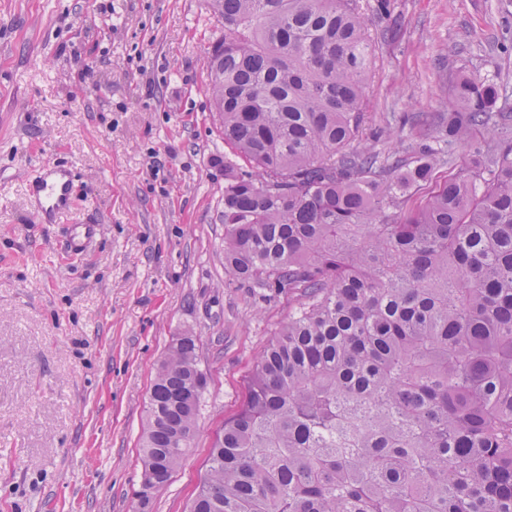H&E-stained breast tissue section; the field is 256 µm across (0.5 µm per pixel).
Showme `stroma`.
<instances>
[{
	"label": "stroma",
	"mask_w": 512,
	"mask_h": 512,
	"mask_svg": "<svg viewBox=\"0 0 512 512\" xmlns=\"http://www.w3.org/2000/svg\"><path fill=\"white\" fill-rule=\"evenodd\" d=\"M365 128L392 151L438 133L460 74L512 112V0H393L372 18ZM212 0H0V512H132L145 406L172 337L208 384L193 451L144 512H186L258 354L297 306L224 271V142ZM71 168L70 211L29 185ZM99 225L80 257L68 225Z\"/></svg>",
	"instance_id": "obj_1"
}]
</instances>
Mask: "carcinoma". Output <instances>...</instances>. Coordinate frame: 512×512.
<instances>
[{"instance_id":"1","label":"carcinoma","mask_w":512,"mask_h":512,"mask_svg":"<svg viewBox=\"0 0 512 512\" xmlns=\"http://www.w3.org/2000/svg\"><path fill=\"white\" fill-rule=\"evenodd\" d=\"M212 2L209 91L236 158L224 271L299 307L189 512H512V112L496 78L458 77L439 135L383 157L360 147L361 0ZM197 350L171 339L146 402L143 471L164 483L194 447Z\"/></svg>"}]
</instances>
